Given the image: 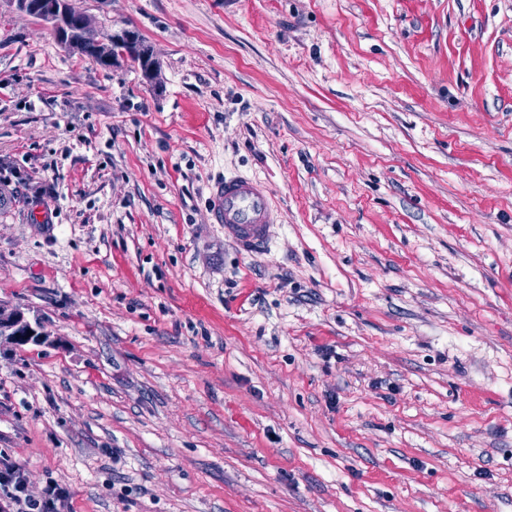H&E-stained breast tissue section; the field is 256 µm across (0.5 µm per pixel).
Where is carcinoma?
I'll return each mask as SVG.
<instances>
[{
    "instance_id": "cac0c4a2",
    "label": "carcinoma",
    "mask_w": 512,
    "mask_h": 512,
    "mask_svg": "<svg viewBox=\"0 0 512 512\" xmlns=\"http://www.w3.org/2000/svg\"><path fill=\"white\" fill-rule=\"evenodd\" d=\"M84 17L85 13L77 9L72 11L73 27L81 30L82 34L74 45L68 47L70 53L89 58L105 69L112 67L121 56L138 68L146 79L153 78L156 62L149 54V47L140 34L133 33L132 42L122 45V51L118 52L105 43V32L95 27L89 30L82 29Z\"/></svg>"
}]
</instances>
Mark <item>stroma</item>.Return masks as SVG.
Masks as SVG:
<instances>
[{
    "label": "stroma",
    "mask_w": 512,
    "mask_h": 512,
    "mask_svg": "<svg viewBox=\"0 0 512 512\" xmlns=\"http://www.w3.org/2000/svg\"><path fill=\"white\" fill-rule=\"evenodd\" d=\"M0 0V457L55 512H512V0ZM266 181L247 253L205 188ZM70 2V0L16 1L17 8L21 12L29 16L39 14L40 19L45 17L64 46L72 39L74 33L72 26L82 30V34L78 37L76 43L67 48L70 53L92 59L105 69L112 68V65L117 62L118 57H123L132 66L137 67L147 80L154 78L153 73L157 67L156 62L149 54V47L140 34L131 31L133 34L132 42L120 45L123 53L115 50L119 45L113 44L111 49L104 42L105 39L107 38V42L111 44H121L124 31L120 34L108 32L106 37V32L98 30L96 27L84 30L82 22L86 14L75 7L71 14ZM38 329L34 328L20 312L8 311L0 306V340L7 337L18 347L38 343L45 339V335Z\"/></svg>",
    "instance_id": "stroma-1"
}]
</instances>
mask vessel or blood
Instances as JSON below:
<instances>
[{
    "label": "vessel or blood",
    "instance_id": "vessel-or-blood-1",
    "mask_svg": "<svg viewBox=\"0 0 512 512\" xmlns=\"http://www.w3.org/2000/svg\"><path fill=\"white\" fill-rule=\"evenodd\" d=\"M208 202L213 222L223 225L226 237L250 252L266 249L278 213L264 181L239 174L213 180Z\"/></svg>",
    "mask_w": 512,
    "mask_h": 512
}]
</instances>
